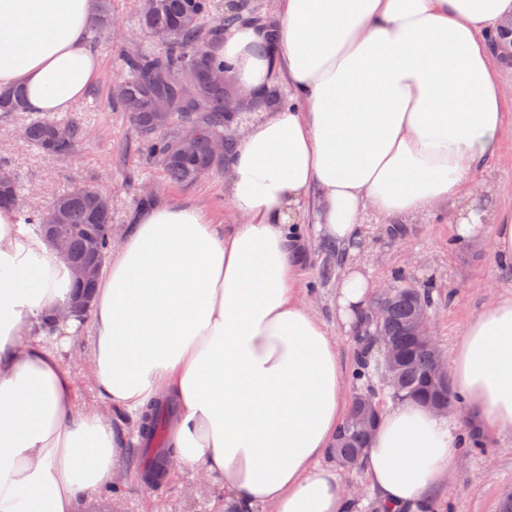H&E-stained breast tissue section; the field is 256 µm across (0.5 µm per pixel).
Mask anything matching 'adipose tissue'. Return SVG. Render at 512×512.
Instances as JSON below:
<instances>
[{"label": "adipose tissue", "instance_id": "obj_1", "mask_svg": "<svg viewBox=\"0 0 512 512\" xmlns=\"http://www.w3.org/2000/svg\"><path fill=\"white\" fill-rule=\"evenodd\" d=\"M95 0H0V88L28 109L66 110L100 69L87 39ZM512 0H279L278 18L234 27L223 56L241 93L283 71L293 102L236 141L226 194L236 224L196 205L139 212L113 250L90 312L93 379L121 414L81 410L54 340L68 266L13 210H0V512H75L113 487L128 424L162 397L171 446L241 512H355L327 464L346 417V374L326 324L300 299L297 218L357 252L364 217L411 222L455 204L450 228L492 233L512 273V216L477 189L505 133L506 90L487 41ZM375 300L356 263L336 284L352 329ZM452 385L478 430L512 432V295L468 322ZM463 424V425H466ZM452 416L405 400L381 412L360 461L382 512H432L465 437Z\"/></svg>", "mask_w": 512, "mask_h": 512}]
</instances>
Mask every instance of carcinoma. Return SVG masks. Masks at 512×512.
<instances>
[{"label": "carcinoma", "instance_id": "obj_1", "mask_svg": "<svg viewBox=\"0 0 512 512\" xmlns=\"http://www.w3.org/2000/svg\"><path fill=\"white\" fill-rule=\"evenodd\" d=\"M213 12L212 0H157L156 9L140 14V23L160 44L157 50L144 49L127 56L124 76L110 95L134 125L141 149L158 161L172 183L191 184L224 165V156L213 153L212 142L222 138L225 147L233 142L226 132L231 113L225 111L224 84L210 80L212 73L227 69L224 58L209 49L212 39L226 27L242 20L237 10L224 13L222 23L206 27L203 22ZM112 0H96L90 29L94 38L112 28ZM27 91L16 85L0 91V116L27 113ZM22 145L51 158H67L80 136L79 119L58 114L31 116L23 123ZM193 141V150L180 149L183 140ZM21 186L10 159L0 156V208L19 210L24 223L51 241L67 237L69 259L88 258L87 236L98 237L100 265L112 251V199L88 187H78L55 197L50 207L59 222L44 224L45 209L20 206ZM414 303L397 299L388 322H366L362 337L364 352L355 377L362 382L354 397L343 430L337 436L334 455L338 464L352 470L359 464L367 443L353 426L354 418L366 403L377 404L384 392L395 401L417 400L426 405L451 409L455 397L450 388L431 382L442 354L437 345H425L406 334V324ZM393 350L394 384L385 382L388 366L383 349Z\"/></svg>", "mask_w": 512, "mask_h": 512}]
</instances>
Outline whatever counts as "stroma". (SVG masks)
Listing matches in <instances>:
<instances>
[{
    "label": "stroma",
    "instance_id": "stroma-1",
    "mask_svg": "<svg viewBox=\"0 0 512 512\" xmlns=\"http://www.w3.org/2000/svg\"><path fill=\"white\" fill-rule=\"evenodd\" d=\"M138 0H112L117 30L95 43L101 70L84 96L70 108L88 129L75 153L65 159L22 148L15 120L0 118V154L9 157L23 184V207H44L57 194L77 185L93 187L112 198V238L121 240L146 201L200 206L216 224L238 217L226 195V171L210 173L193 184L167 183L160 165L139 150L138 136L126 113L110 102V90L123 74V55L155 46L139 25ZM508 129L500 153L482 175L493 192L494 209L512 212V98L504 105ZM304 255L300 264L301 296L331 328L345 371H353L359 353L355 332L336 326L335 283L344 259L315 234L312 210H304ZM361 259L374 282L402 277L433 299L432 329L442 354H450L465 324L500 294H512V277L494 264L491 237L460 244L452 237L447 211L416 219L391 231L389 224L368 219ZM90 330L60 344L65 369L74 373L81 405L105 409L92 378ZM481 450L462 451L456 473L434 496V512H512V434L482 436ZM155 454L138 427H130L128 444L115 473L118 492L81 499L77 512H229L222 489L202 482L193 471L177 479H153L148 469Z\"/></svg>",
    "mask_w": 512,
    "mask_h": 512
}]
</instances>
